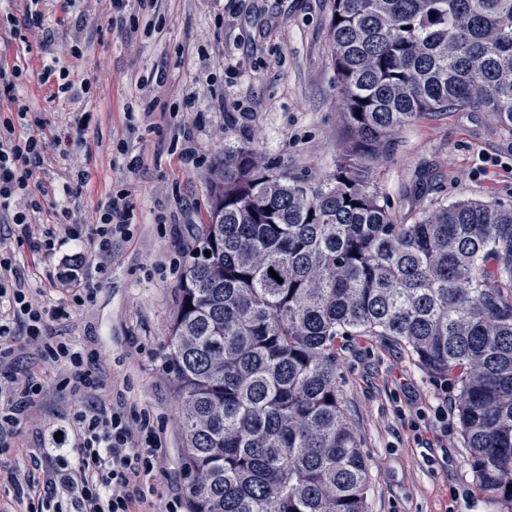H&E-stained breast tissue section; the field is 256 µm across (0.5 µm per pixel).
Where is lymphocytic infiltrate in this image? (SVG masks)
<instances>
[{
	"label": "lymphocytic infiltrate",
	"mask_w": 512,
	"mask_h": 512,
	"mask_svg": "<svg viewBox=\"0 0 512 512\" xmlns=\"http://www.w3.org/2000/svg\"><path fill=\"white\" fill-rule=\"evenodd\" d=\"M27 71L0 65V98L14 110L0 117V451L9 452L43 395L47 383L39 375L17 370L22 345L38 346L43 358L61 374L56 387L73 393L75 408L60 438L44 439V477L32 471L11 472L9 495L0 496V512L12 503L24 512H180L182 498L166 488L163 450L149 413L127 414L107 408L97 397L103 383L94 371L98 352L87 351L53 336L51 322L70 308L88 307L107 271L106 260L116 240L126 238L133 205L125 190L108 192L89 219L75 224H36L41 199L54 198L52 184L35 180L46 153L62 146L40 113L19 95ZM91 241L97 260L80 268L66 264L47 275L48 288L26 287L13 244L49 257L63 245ZM64 291L67 304H54L52 290Z\"/></svg>",
	"instance_id": "f902f5d3"
}]
</instances>
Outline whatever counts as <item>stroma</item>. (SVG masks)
I'll return each mask as SVG.
<instances>
[{"mask_svg":"<svg viewBox=\"0 0 512 512\" xmlns=\"http://www.w3.org/2000/svg\"><path fill=\"white\" fill-rule=\"evenodd\" d=\"M332 0H157L132 20L109 0H39L38 27L15 39L27 0H0V61L40 72L43 61L88 80L78 100L55 81L32 80L21 97L61 136L40 179L69 186L72 219L88 216L109 187L127 189L135 219L116 242L93 305L53 322L52 332L101 352L102 399L153 418L165 450L163 481L185 493L181 402L161 363L178 305L184 259L205 223L212 164L224 128L245 130L265 163L292 175H330L347 128L328 37ZM81 48L79 59L68 52ZM142 111L128 117V103ZM126 145L140 165L127 169ZM87 170L85 185L72 181ZM399 222L433 197L512 201V129L488 112L427 115L396 131L372 164ZM339 387L371 477L368 512H488L478 496L455 413L457 385L427 373L388 336H346L336 347ZM23 367L49 385L0 469L28 470L39 435L66 424L75 402L28 347Z\"/></svg>","mask_w":512,"mask_h":512,"instance_id":"1","label":"stroma"}]
</instances>
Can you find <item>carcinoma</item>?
Instances as JSON below:
<instances>
[{
	"instance_id": "carcinoma-1",
	"label": "carcinoma",
	"mask_w": 512,
	"mask_h": 512,
	"mask_svg": "<svg viewBox=\"0 0 512 512\" xmlns=\"http://www.w3.org/2000/svg\"><path fill=\"white\" fill-rule=\"evenodd\" d=\"M328 36L349 133L333 173H276L228 124L181 274L163 363L188 512H367L340 336H391L457 380L475 490L512 512V205L437 199L403 224L371 167L424 115L512 128V0H332Z\"/></svg>"
}]
</instances>
